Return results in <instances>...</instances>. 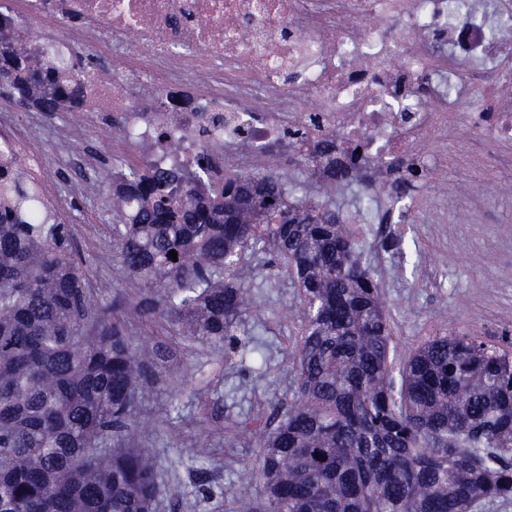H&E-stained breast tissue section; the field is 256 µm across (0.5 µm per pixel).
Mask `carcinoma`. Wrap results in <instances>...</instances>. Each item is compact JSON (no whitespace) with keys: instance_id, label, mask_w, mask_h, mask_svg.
Returning <instances> with one entry per match:
<instances>
[{"instance_id":"carcinoma-1","label":"carcinoma","mask_w":512,"mask_h":512,"mask_svg":"<svg viewBox=\"0 0 512 512\" xmlns=\"http://www.w3.org/2000/svg\"><path fill=\"white\" fill-rule=\"evenodd\" d=\"M13 62L52 89L41 111L60 98L82 105L53 66L0 52V70ZM336 189L373 217L364 188L340 176ZM0 198V512H155V462L112 447L136 430L149 362L119 319L90 305L71 231L33 217L26 174L0 172ZM112 208L123 217L112 251L139 281V311L182 336L244 352L248 250L300 288L295 393L272 429H251L259 452L239 472L265 496L235 499L232 512H474L512 499V353L453 332L395 367L380 284L335 201L279 174L206 184L145 168L123 177Z\"/></svg>"}]
</instances>
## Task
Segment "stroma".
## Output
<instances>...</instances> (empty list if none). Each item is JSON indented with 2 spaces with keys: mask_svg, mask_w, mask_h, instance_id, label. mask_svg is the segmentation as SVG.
<instances>
[{
  "mask_svg": "<svg viewBox=\"0 0 512 512\" xmlns=\"http://www.w3.org/2000/svg\"><path fill=\"white\" fill-rule=\"evenodd\" d=\"M18 126L38 119L47 160L67 190L65 221L86 271L95 307L122 305L126 331L147 349L168 355L153 368L156 383L139 402L138 431L130 448L151 455L158 470L155 512H222L225 497H262L258 484L236 479L253 461L258 438L241 432L245 417H267L274 404L295 391L291 354L300 340L301 298L287 274L266 267L262 254L246 253L243 278L254 299L253 340L262 361L225 357L223 350L178 335L162 318L136 311L140 290L112 257V192L98 183L102 169L125 163L141 168L140 155L117 161L112 142L122 136L119 120L105 122L101 136L64 138L70 112H14ZM92 181L91 189L70 185ZM423 197L400 235L360 224L358 248L371 260L393 328L392 351L404 359L432 336L464 331L495 341L512 335V181L462 157L458 167L438 169L422 187ZM462 206H439L448 194ZM209 397H197L198 388ZM207 447L201 457L197 448Z\"/></svg>",
  "mask_w": 512,
  "mask_h": 512,
  "instance_id": "1",
  "label": "stroma"
}]
</instances>
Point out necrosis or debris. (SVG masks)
I'll list each match as a JSON object with an SVG mask.
<instances>
[{
  "mask_svg": "<svg viewBox=\"0 0 512 512\" xmlns=\"http://www.w3.org/2000/svg\"><path fill=\"white\" fill-rule=\"evenodd\" d=\"M0 0L9 42L38 51L76 77L92 111L123 118L125 145L164 170L225 165L258 175L287 163L286 131L305 130L314 178L331 167L384 189L379 223L411 206L396 186L408 164L451 167L426 138L449 126L485 135L481 162L503 166L512 144V0ZM79 23L77 40L67 21ZM113 58L108 71H74L79 50ZM163 106H147L156 87ZM23 165L43 192L40 211L63 194L31 131L0 102V168Z\"/></svg>",
  "mask_w": 512,
  "mask_h": 512,
  "instance_id": "necrosis-or-debris-1",
  "label": "necrosis or debris"
}]
</instances>
